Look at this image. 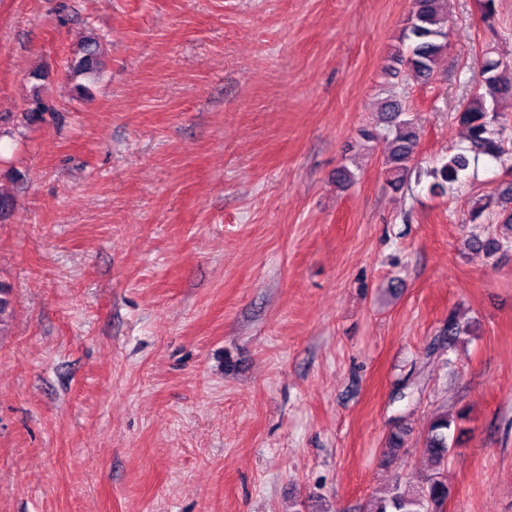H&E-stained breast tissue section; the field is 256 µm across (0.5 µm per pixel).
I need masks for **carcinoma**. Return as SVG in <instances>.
I'll return each mask as SVG.
<instances>
[{
  "label": "carcinoma",
  "mask_w": 512,
  "mask_h": 512,
  "mask_svg": "<svg viewBox=\"0 0 512 512\" xmlns=\"http://www.w3.org/2000/svg\"><path fill=\"white\" fill-rule=\"evenodd\" d=\"M447 38L448 0H412L406 27L391 59L410 72L415 80L428 83L435 79L437 61L448 49ZM508 67V62L492 56L491 52L483 53L479 69L480 91L456 113L467 146L442 159L438 167H418L419 132L413 119L404 117L405 111L396 96L390 95L380 102L381 124L361 128L359 136L366 143L381 137L388 141L385 165L387 184L393 190L403 189L415 172L419 177L430 178L429 194L445 197L466 182L471 163L479 157L486 156L502 167L512 163V127L498 112L500 102L512 97V82L503 77V71ZM99 70V37L92 33L84 40L82 55L70 65V76L76 81V96L82 97L88 90L80 80H93ZM23 118L28 123L43 120V102L37 86ZM494 203L500 208L501 229L494 228L484 237L466 240L464 248L489 256L512 252V184L495 197L479 198L471 211V220L481 219ZM471 333V322L451 314L440 331L441 343L451 349ZM466 418L467 413L463 410L454 414L440 413L431 422L423 441V454L430 459L433 468L427 481L416 486L397 484L385 495L369 500L364 512H441L449 496L441 470L454 450L449 443L450 431Z\"/></svg>",
  "instance_id": "cac0c4a2"
}]
</instances>
